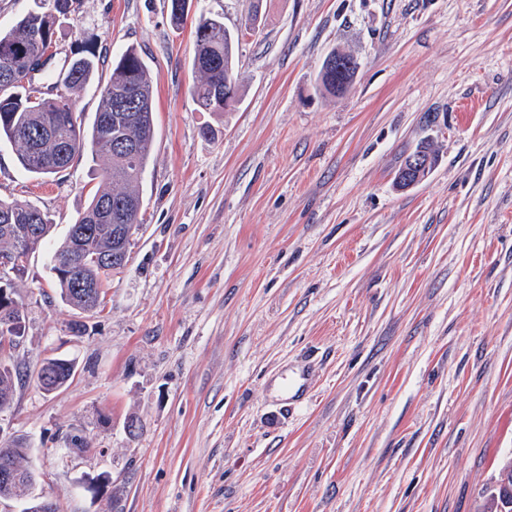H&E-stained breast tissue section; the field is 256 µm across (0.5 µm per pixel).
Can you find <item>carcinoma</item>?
I'll return each instance as SVG.
<instances>
[{"instance_id": "cac0c4a2", "label": "carcinoma", "mask_w": 512, "mask_h": 512, "mask_svg": "<svg viewBox=\"0 0 512 512\" xmlns=\"http://www.w3.org/2000/svg\"><path fill=\"white\" fill-rule=\"evenodd\" d=\"M45 11H31L10 29L0 31V142L15 149L22 168L34 176L58 175L67 171L76 158L90 151L104 160L101 185L92 196L81 218H96L97 227L107 224H141L143 197L142 176L147 168L154 142L153 83L148 66L134 47L127 48L113 62L106 83L100 85V103L91 125L84 126L77 111V99L98 70L99 57L81 56L52 72L44 70L40 83L14 84L7 70L26 69L33 54L41 51L40 42L54 44V14L75 10L77 0H50ZM241 33L224 27L219 16L201 15L195 22L192 68L196 80L191 95L201 112H222L218 100L224 98L228 72L234 70L236 49ZM354 75L338 72L331 76L322 72L317 87L329 93L344 92L352 85ZM132 141L135 156L125 159L111 151L116 137ZM1 224H37L36 241L24 245L34 251L53 227L47 212L28 202L0 201ZM110 245L100 231L85 236L74 245L66 235L52 256V270L74 262L76 253L85 257L83 266L75 267L70 276H55L60 300L81 314L92 316L104 309V297L92 299L79 289V280L99 279L108 283L118 268H101L93 256ZM27 313L19 308L0 318V337L8 333L23 336ZM24 383L15 364L0 360V401L13 400L15 385ZM29 449L24 445H0V459L6 457L22 470L20 485L12 490L15 498L26 495L31 487L26 465Z\"/></svg>"}]
</instances>
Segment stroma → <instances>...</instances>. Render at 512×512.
Instances as JSON below:
<instances>
[{
  "instance_id": "35a3bbf8",
  "label": "stroma",
  "mask_w": 512,
  "mask_h": 512,
  "mask_svg": "<svg viewBox=\"0 0 512 512\" xmlns=\"http://www.w3.org/2000/svg\"><path fill=\"white\" fill-rule=\"evenodd\" d=\"M259 22L241 100L199 111L195 18ZM135 47L156 137L129 262L86 335L50 270L89 157L48 178L0 148V200L55 227L15 289L33 495L55 512H483L512 456V0H81L55 63ZM333 51L359 69L318 90ZM427 147L428 176L395 175ZM105 475L100 493L88 479ZM355 73L356 72L348 75L336 72V75L333 74L329 76L328 74L323 73L322 66L317 76V87L320 89L322 88L329 93H336V91L345 92L352 85Z\"/></svg>"
}]
</instances>
